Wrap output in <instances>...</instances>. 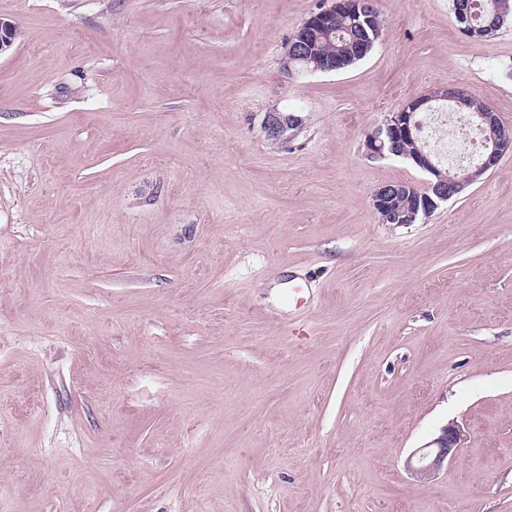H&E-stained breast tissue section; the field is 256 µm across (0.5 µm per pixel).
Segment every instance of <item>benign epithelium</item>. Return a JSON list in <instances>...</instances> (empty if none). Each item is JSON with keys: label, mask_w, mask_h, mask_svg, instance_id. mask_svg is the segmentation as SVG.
Wrapping results in <instances>:
<instances>
[{"label": "benign epithelium", "mask_w": 512, "mask_h": 512, "mask_svg": "<svg viewBox=\"0 0 512 512\" xmlns=\"http://www.w3.org/2000/svg\"><path fill=\"white\" fill-rule=\"evenodd\" d=\"M358 0H328L326 5L313 13L285 43L282 58V72L287 77L295 75L294 63L305 60L314 63L311 72H334L336 60L312 59L310 56L314 43L323 36L336 32L337 24L343 16L355 9ZM17 37L16 27L9 21L0 19V54L9 50ZM460 89L448 88L436 95H421L412 99L400 111L385 116L383 123L369 133L365 147L370 156L384 157L388 154L407 159L430 176L427 190L415 197L413 205L405 211L395 208L402 184H386L378 187L373 195V208L384 224H413L418 216L429 217L440 204L461 193L466 187L494 169L501 157L512 153V140L501 135L502 122L492 111L479 112L477 117L482 123L481 129L487 131L486 138L492 148L483 162L464 171L459 177L443 179L433 155L416 146L423 130L421 114L432 110V102L438 99L450 102L458 101ZM301 122L300 116L293 112L272 110L265 113L262 128L270 142L283 144L288 142V131ZM413 149H406V145ZM467 439L463 425L449 422L442 434L427 446L414 451L407 459V469L417 481H428L448 462L458 458L459 448Z\"/></svg>", "instance_id": "benign-epithelium-1"}]
</instances>
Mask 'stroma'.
Wrapping results in <instances>:
<instances>
[{
	"label": "stroma",
	"instance_id": "stroma-1",
	"mask_svg": "<svg viewBox=\"0 0 512 512\" xmlns=\"http://www.w3.org/2000/svg\"><path fill=\"white\" fill-rule=\"evenodd\" d=\"M324 4L0 0V512H512V154L396 225L374 190L428 177L364 147L451 87L512 128V23L376 0L286 78ZM360 1L363 6L358 9L356 17L347 16L342 20L344 15L357 7L356 0L326 1L322 9L313 13L284 46L283 74L287 78L293 77L296 74L294 63L301 60L314 63V68L308 69L307 73H328L344 70L365 58L379 39L382 29L377 21L379 14L374 1ZM323 36L326 37L312 51L314 56L319 57L314 61L309 54L314 43ZM336 61L340 63L339 68ZM299 122L300 116L293 112L272 110L265 113L262 128L268 141L283 144L288 142V131L296 128ZM467 439L463 425L457 421L449 422L442 434L423 448H418L407 459V469L417 481H428L448 462L458 458L459 448Z\"/></svg>",
	"mask_w": 512,
	"mask_h": 512
}]
</instances>
